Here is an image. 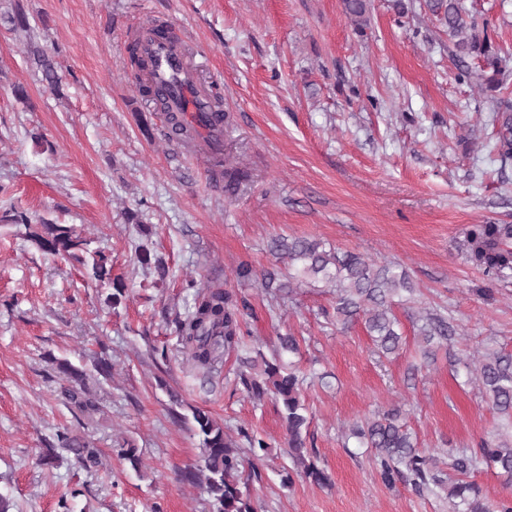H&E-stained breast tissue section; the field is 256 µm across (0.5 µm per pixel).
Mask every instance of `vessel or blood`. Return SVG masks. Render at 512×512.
<instances>
[{"instance_id": "1", "label": "vessel or blood", "mask_w": 512, "mask_h": 512, "mask_svg": "<svg viewBox=\"0 0 512 512\" xmlns=\"http://www.w3.org/2000/svg\"><path fill=\"white\" fill-rule=\"evenodd\" d=\"M140 47L149 62L147 81L166 103V110L179 121L191 123L200 137L208 139L212 151H219L224 138L223 123H216L210 92L199 82L200 63L192 61L184 45L172 32H159L156 25L144 27Z\"/></svg>"}]
</instances>
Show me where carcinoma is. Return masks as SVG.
I'll return each mask as SVG.
<instances>
[{"label":"carcinoma","mask_w":512,"mask_h":512,"mask_svg":"<svg viewBox=\"0 0 512 512\" xmlns=\"http://www.w3.org/2000/svg\"><path fill=\"white\" fill-rule=\"evenodd\" d=\"M344 14L358 29L368 24L367 0H342ZM428 11L448 27L454 38L451 56L458 67V78H471L469 61L477 62L485 88L495 91L512 72V53L496 40L488 23L478 25L463 0H426ZM42 70L43 80L51 87L60 79L53 65L38 51H33ZM496 148L502 159H512V116L505 115L497 133ZM215 165L223 168L224 191L229 195L238 189L243 170L227 167L220 159ZM30 240L43 252L67 258L82 249L84 240L73 228L62 224L43 223L28 233ZM471 259L483 268L490 281L505 278L512 272V224H477L467 231ZM272 250L288 257L292 279L305 276L324 281L336 288V319L348 323L360 316L371 336L376 352L386 356L400 349L402 336L399 322L391 305L394 298L411 291L404 272L388 265H377L353 252H332L320 248L317 242L294 238L275 239ZM247 302H238L225 288L204 284L193 297L186 316L176 321L181 352L187 361L207 371L214 370L225 358L237 353L244 343V315ZM420 342L424 360L434 358L437 346L448 340L453 329L442 316L430 313L420 327ZM301 354L299 340L287 334L279 337L272 359L262 364L248 357H238L237 373L244 391L254 400L271 396L282 403V418L288 432V455L301 475L318 484L329 481L324 470L317 467L314 448L308 446V406L302 398L304 376L285 355ZM63 373L70 379L67 398L81 413L98 410L80 387L83 372L66 364ZM493 407L505 415L512 414V354L495 352L490 360L476 369ZM402 412L393 407L377 417L354 424L349 437L370 449L382 481L395 485L399 479L408 481L419 493H445L451 500V512H512V499L488 503L481 487L470 475L478 471L492 472L512 484V445L483 441L477 448L448 453L450 466L459 478L448 482V475L439 460L428 450L419 447L417 437L401 421ZM191 431L198 437L203 454L200 464L187 471L184 479L205 484L213 504V512H258L250 491V481L260 479L257 470L245 476L243 470L249 458L260 459L267 443L241 427L237 442L226 433L209 411L191 409ZM59 447L72 453L85 467L99 462V449L90 441L62 433Z\"/></svg>","instance_id":"carcinoma-1"}]
</instances>
